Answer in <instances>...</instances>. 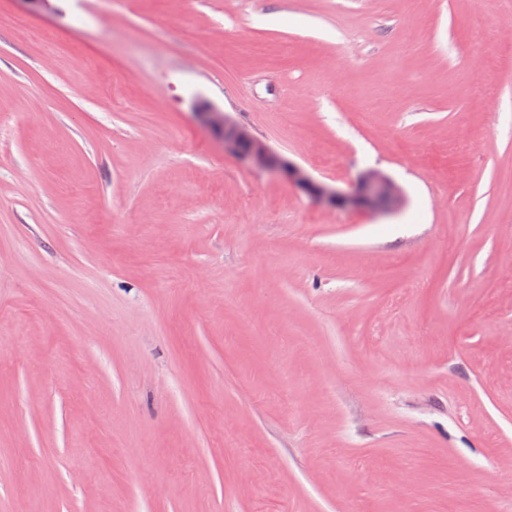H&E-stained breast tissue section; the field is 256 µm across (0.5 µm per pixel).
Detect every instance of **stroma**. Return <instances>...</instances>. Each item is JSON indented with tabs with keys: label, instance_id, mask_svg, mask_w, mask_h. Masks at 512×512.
<instances>
[{
	"label": "stroma",
	"instance_id": "stroma-1",
	"mask_svg": "<svg viewBox=\"0 0 512 512\" xmlns=\"http://www.w3.org/2000/svg\"><path fill=\"white\" fill-rule=\"evenodd\" d=\"M0 512H512V0H0ZM203 122L219 133L224 150L235 154L247 166L280 174L320 203L339 209L364 210L373 213L388 211L401 198L395 181L379 171L360 175L354 188L344 192L316 181L311 175L275 152L256 138L246 127L210 102L199 99L195 104Z\"/></svg>",
	"mask_w": 512,
	"mask_h": 512
}]
</instances>
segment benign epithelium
Instances as JSON below:
<instances>
[{
    "instance_id": "benign-epithelium-1",
    "label": "benign epithelium",
    "mask_w": 512,
    "mask_h": 512,
    "mask_svg": "<svg viewBox=\"0 0 512 512\" xmlns=\"http://www.w3.org/2000/svg\"><path fill=\"white\" fill-rule=\"evenodd\" d=\"M203 122L219 133L224 150L235 154L247 166L280 174L320 203L339 209L364 210L373 213L389 210L401 198V189L395 181L379 171L360 175L354 188L340 191L316 181L303 168L275 152L256 138L246 127L237 123L227 112L206 100L195 104Z\"/></svg>"
}]
</instances>
